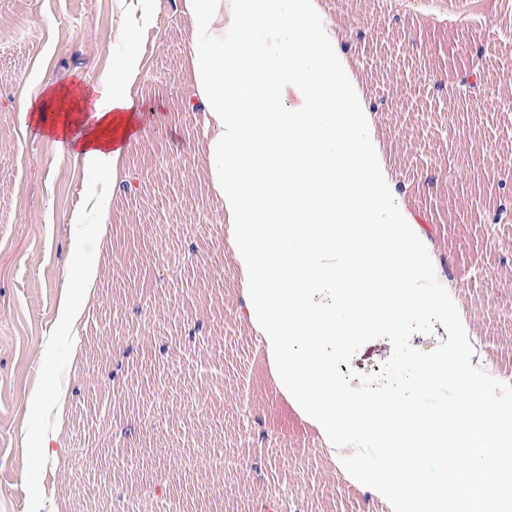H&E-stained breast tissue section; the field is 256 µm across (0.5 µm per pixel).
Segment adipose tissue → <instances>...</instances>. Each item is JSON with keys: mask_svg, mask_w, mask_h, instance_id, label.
Here are the masks:
<instances>
[{"mask_svg": "<svg viewBox=\"0 0 512 512\" xmlns=\"http://www.w3.org/2000/svg\"><path fill=\"white\" fill-rule=\"evenodd\" d=\"M155 25L154 0H123L113 33L116 62L97 85L73 82L45 87L40 100L21 99L17 138L27 139L33 129H41L98 177L71 212L70 223H107L113 199L134 180L125 167L129 146L140 135V105L132 89L146 73L142 36ZM50 101L56 103L57 113L48 121L44 112ZM95 279V270L88 267L81 252H74L66 277L70 294L60 305L59 324L75 329L82 301L94 293Z\"/></svg>", "mask_w": 512, "mask_h": 512, "instance_id": "1", "label": "adipose tissue"}]
</instances>
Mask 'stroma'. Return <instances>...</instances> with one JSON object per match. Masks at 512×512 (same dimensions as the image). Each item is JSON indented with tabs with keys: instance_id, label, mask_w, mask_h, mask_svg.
Here are the masks:
<instances>
[{
	"instance_id": "obj_1",
	"label": "stroma",
	"mask_w": 512,
	"mask_h": 512,
	"mask_svg": "<svg viewBox=\"0 0 512 512\" xmlns=\"http://www.w3.org/2000/svg\"><path fill=\"white\" fill-rule=\"evenodd\" d=\"M388 0H317L342 39L371 26L373 44L349 50L356 83L369 96L386 97L375 113V145L390 181L409 180V208L426 218L429 239L453 279L463 318L483 353V368L512 375V224L486 225L488 206L512 193V112L495 107L494 91L512 82V41L499 32L512 15L505 0H397L409 26L387 24ZM120 0H0V512H255L258 501L287 496L286 512H389L387 503L336 474L316 434L276 389L265 357L240 317L243 274L219 219L207 181L196 178L202 141L198 113L182 108L185 25L174 0H155L157 26L145 36L146 74L134 93L143 112L142 133L127 153L129 166L147 176L142 198L113 200L106 226L77 230L69 222L93 178L54 139L33 132L18 140L20 92L16 76L38 70L46 86L90 85L111 70L113 31ZM52 51L40 56L43 43ZM480 69L482 89L471 108L448 96L445 110L396 81L437 72L454 86L460 65ZM482 144L478 154L462 146ZM213 230L198 242L201 277L193 288L156 283L163 264L177 258L199 220ZM83 256L99 267L96 296L82 311L78 336L55 322L66 291L74 237ZM154 313L132 318L142 288ZM111 317L112 339L103 355L119 351V338L143 337V369L133 388L109 395L103 369L91 367L92 329ZM187 319L204 320L211 336L187 354L179 330ZM171 343L164 362L154 360V337ZM205 358L209 373L200 372ZM65 377L64 446L82 441L108 445V429L130 435L103 464L65 467L62 459L34 467L31 438L46 426L38 397L50 378ZM89 391L111 396L96 429L83 420ZM247 395L273 440L262 471H255L253 434L235 402ZM166 416L168 428L145 425L139 411ZM158 448L185 455L214 451L230 458L221 473L179 470L155 456ZM124 476L126 497L117 501L99 480L106 471ZM169 478L167 492L143 500L141 485Z\"/></svg>"
}]
</instances>
